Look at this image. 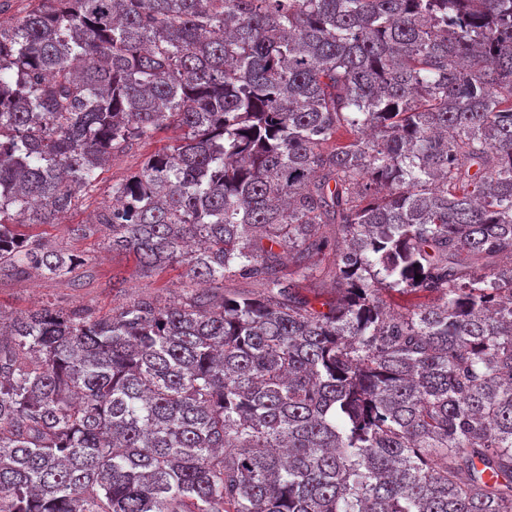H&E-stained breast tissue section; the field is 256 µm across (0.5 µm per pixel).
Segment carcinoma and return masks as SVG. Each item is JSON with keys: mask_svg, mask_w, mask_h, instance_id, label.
<instances>
[{"mask_svg": "<svg viewBox=\"0 0 512 512\" xmlns=\"http://www.w3.org/2000/svg\"><path fill=\"white\" fill-rule=\"evenodd\" d=\"M172 126L71 232L211 289L0 314V512H512V0H28L0 277Z\"/></svg>", "mask_w": 512, "mask_h": 512, "instance_id": "obj_1", "label": "carcinoma"}]
</instances>
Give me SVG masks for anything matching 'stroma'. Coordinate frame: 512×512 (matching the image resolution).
I'll return each instance as SVG.
<instances>
[{"label":"stroma","mask_w":512,"mask_h":512,"mask_svg":"<svg viewBox=\"0 0 512 512\" xmlns=\"http://www.w3.org/2000/svg\"><path fill=\"white\" fill-rule=\"evenodd\" d=\"M179 130L169 129L154 140L134 146L128 154L106 166L96 191L81 197L60 223L29 227L30 235L57 248L85 258L70 283H57L32 274L21 278L0 280V314L15 315L49 303L63 307L84 305L99 314L129 303L134 298L151 295L167 305L184 293L181 269L169 268L161 273L143 272L133 255L105 250L102 236L74 238L69 229L76 224L90 223L94 214L111 200L112 185L137 168L143 158L178 138ZM127 278L123 292L112 290L109 281L114 271Z\"/></svg>","instance_id":"35a3bbf8"}]
</instances>
